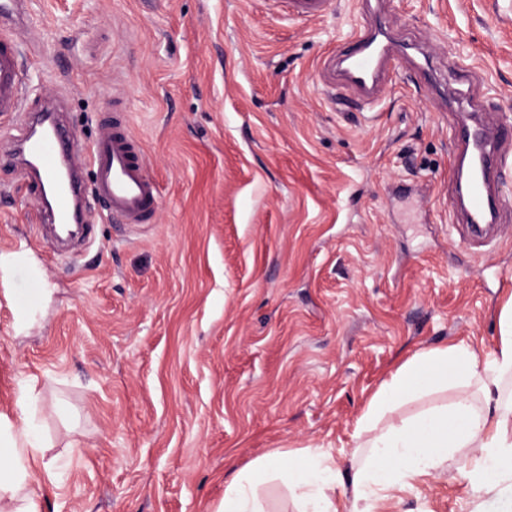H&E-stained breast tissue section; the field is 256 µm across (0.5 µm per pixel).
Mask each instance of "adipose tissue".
<instances>
[{
    "mask_svg": "<svg viewBox=\"0 0 512 512\" xmlns=\"http://www.w3.org/2000/svg\"><path fill=\"white\" fill-rule=\"evenodd\" d=\"M512 294L499 314V342L487 356L459 343L424 351L400 367L369 400L354 438L350 470L319 448L293 457L275 450L238 471L214 512H268L261 487L280 480L293 512H374L381 492L447 473L450 459L479 504L477 512H512ZM454 388L450 402L397 417L402 403ZM43 441L29 422H0V512H37L29 465ZM345 509H338L337 495Z\"/></svg>",
    "mask_w": 512,
    "mask_h": 512,
    "instance_id": "ef3b65f1",
    "label": "adipose tissue"
}]
</instances>
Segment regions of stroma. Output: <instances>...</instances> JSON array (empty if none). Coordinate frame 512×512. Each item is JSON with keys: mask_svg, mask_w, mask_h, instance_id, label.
<instances>
[{"mask_svg": "<svg viewBox=\"0 0 512 512\" xmlns=\"http://www.w3.org/2000/svg\"><path fill=\"white\" fill-rule=\"evenodd\" d=\"M396 32L480 79L512 125V0H385ZM364 0L323 17L274 0H33L24 77L82 144L128 114L160 189L149 224L96 207L51 254L0 126V417L31 422L51 474L39 512H213L273 449H334L379 385L424 350L498 341L512 214L492 246L448 210L449 116L401 65L360 110L320 57ZM456 472L385 492L381 512H473Z\"/></svg>", "mask_w": 512, "mask_h": 512, "instance_id": "stroma-1", "label": "stroma"}]
</instances>
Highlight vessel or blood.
<instances>
[{
  "label": "vessel or blood",
  "instance_id": "1",
  "mask_svg": "<svg viewBox=\"0 0 512 512\" xmlns=\"http://www.w3.org/2000/svg\"><path fill=\"white\" fill-rule=\"evenodd\" d=\"M297 14L308 18L324 15L332 0H285ZM27 0H0V115L27 116L30 127L17 140L31 175L26 183L29 195L41 206L51 224H82L88 209L103 204L112 215L127 224L148 223L158 209L160 192L150 176L142 148L126 119L104 125L99 137L87 148L77 146L76 136L67 131L55 109L31 112L28 88L21 70L22 40L19 29L26 24ZM350 46L342 58L323 57L319 65L322 80L336 81L363 96H372L383 74L395 64L386 25L373 23L349 35ZM478 107L472 89L457 90L450 109L457 115L460 150L454 191L472 228L496 223L500 212L512 209L494 188V166L512 154V133L470 127L469 119ZM90 165L95 172L91 191H83L76 170Z\"/></svg>",
  "mask_w": 512,
  "mask_h": 512
}]
</instances>
